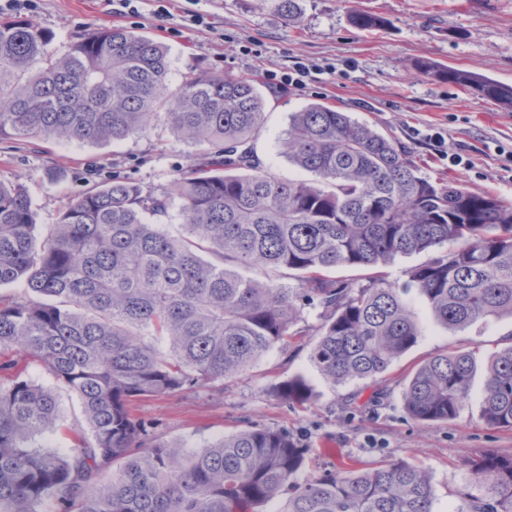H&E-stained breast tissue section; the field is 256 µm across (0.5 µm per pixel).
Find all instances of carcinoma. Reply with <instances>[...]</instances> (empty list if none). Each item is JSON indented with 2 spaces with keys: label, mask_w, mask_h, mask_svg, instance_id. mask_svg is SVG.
<instances>
[{
  "label": "carcinoma",
  "mask_w": 512,
  "mask_h": 512,
  "mask_svg": "<svg viewBox=\"0 0 512 512\" xmlns=\"http://www.w3.org/2000/svg\"><path fill=\"white\" fill-rule=\"evenodd\" d=\"M274 7L299 21L300 0ZM352 21L389 25L361 12ZM51 41L26 19L0 22V140L119 142L163 116L208 149L159 194L114 179L70 200L42 239L25 186L0 181V284L25 288L0 302V350L55 379L0 383V512H246L283 495L281 512H433L431 476L416 464L303 479L309 449L284 429L251 427L189 452L155 439L133 402L224 385L286 344L304 305L321 309L312 359L329 383L382 375L419 325L405 292L382 279L354 289L327 276L338 267L451 243L411 273L435 320L465 328L512 316V204L430 181L391 137L323 103L293 113L280 143L313 179L280 180L248 146L266 108L254 81L201 70L174 86L166 47L122 27L84 34L63 56ZM420 69L512 108V86L432 62ZM174 198L189 239L162 229ZM283 274L298 287L277 284ZM480 368L481 419L512 430V346L480 361L430 358L403 391L406 413L455 420ZM59 388L78 397L86 424L63 452L43 442ZM275 392L298 403L311 395L302 377ZM467 467L453 512H512V453Z\"/></svg>",
  "instance_id": "1"
}]
</instances>
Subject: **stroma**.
Wrapping results in <instances>:
<instances>
[{
    "label": "stroma",
    "instance_id": "1",
    "mask_svg": "<svg viewBox=\"0 0 512 512\" xmlns=\"http://www.w3.org/2000/svg\"><path fill=\"white\" fill-rule=\"evenodd\" d=\"M153 0H142L141 15L113 13L112 0H39L25 19L49 30L55 55L67 53L88 32L122 26L146 33L168 49L170 75L180 83L195 70L256 78L258 69L285 71L294 61L333 67L304 86L266 90V112L253 141L257 160L272 175L300 180L307 173L278 154L293 112L321 102L375 126L404 146L422 176L456 181L475 192H488L512 203V109L486 101L475 91L438 81L417 70L421 60L486 76L512 86V0H304L299 25H285L271 0H175L179 35L159 28ZM384 16L383 30L363 31L353 12ZM207 20L186 26L189 15ZM258 43L262 54L250 57L242 45ZM441 130L436 146L420 137L426 128ZM461 153L464 165L451 167L440 149ZM201 146L185 140L159 121L145 134L120 142L53 141L14 146L0 141V181L21 182L29 195L34 233L44 236L64 205L120 176L147 189L162 190L177 170L194 162ZM430 253L397 256L380 267L384 281L408 291L421 334L381 377L335 387L316 368L311 350L321 319L303 307L298 335L277 346L223 388H196L177 396L146 397L135 414L153 425L159 440L201 449L225 435L256 426L287 430L310 448L306 473L403 459L432 477L434 512H448L466 479L464 462L512 451V431L481 419L484 379L475 376L457 419L420 424L403 408L402 392L426 359L450 351L488 354L512 345V317H490L464 329L439 324L427 302L410 287L411 270ZM303 377L312 397L289 404L275 393L278 382Z\"/></svg>",
    "mask_w": 512,
    "mask_h": 512
}]
</instances>
